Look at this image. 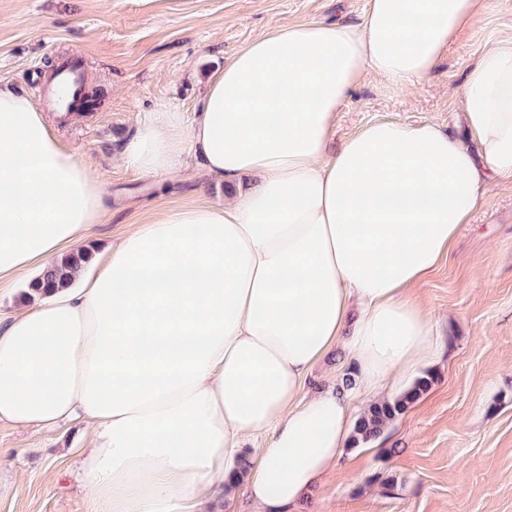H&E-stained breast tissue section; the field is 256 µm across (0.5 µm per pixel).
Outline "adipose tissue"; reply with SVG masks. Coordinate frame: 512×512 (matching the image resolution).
Returning <instances> with one entry per match:
<instances>
[{
    "label": "adipose tissue",
    "mask_w": 512,
    "mask_h": 512,
    "mask_svg": "<svg viewBox=\"0 0 512 512\" xmlns=\"http://www.w3.org/2000/svg\"><path fill=\"white\" fill-rule=\"evenodd\" d=\"M485 4L369 0L357 24L284 22L211 77L192 124L135 117L121 164L155 178L189 148L230 195L153 211L74 284L0 318V421L89 425V512H221L242 489L253 512H294L349 444L354 390L383 400L438 355L409 291L482 189L512 186V40L467 72L466 139L376 121L330 143L365 74L423 81ZM107 217L32 98L0 88V285ZM341 344L353 387L309 389Z\"/></svg>",
    "instance_id": "adipose-tissue-1"
}]
</instances>
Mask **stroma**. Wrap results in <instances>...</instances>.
Segmentation results:
<instances>
[{"instance_id":"1","label":"stroma","mask_w":512,"mask_h":512,"mask_svg":"<svg viewBox=\"0 0 512 512\" xmlns=\"http://www.w3.org/2000/svg\"><path fill=\"white\" fill-rule=\"evenodd\" d=\"M367 0H0V82L28 95L60 59L78 57L91 111L45 108L52 132L102 182L111 213L95 225L104 249L158 202L224 201L193 151L160 182L112 155L132 113L195 112L212 75L283 21L358 23ZM512 39V0H487L467 30L415 86L364 76L338 113L334 143L365 123L456 127L469 66ZM446 341L417 376L431 387L378 439L345 449L296 512H512V188L483 193L450 255L412 290ZM69 428L20 430L0 422V512H88L72 471Z\"/></svg>"}]
</instances>
